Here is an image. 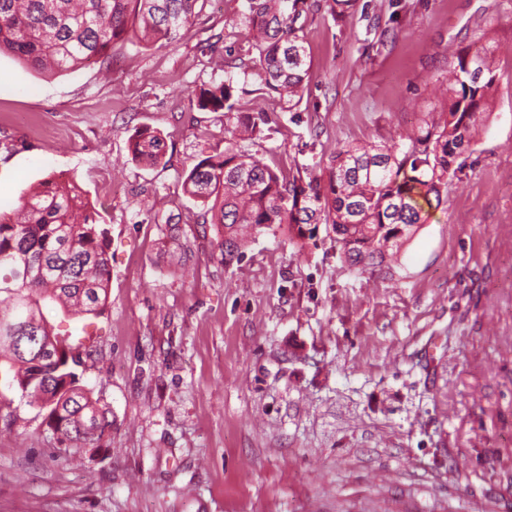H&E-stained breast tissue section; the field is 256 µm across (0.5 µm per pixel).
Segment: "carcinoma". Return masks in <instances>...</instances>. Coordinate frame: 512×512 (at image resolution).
Listing matches in <instances>:
<instances>
[{
    "mask_svg": "<svg viewBox=\"0 0 512 512\" xmlns=\"http://www.w3.org/2000/svg\"><path fill=\"white\" fill-rule=\"evenodd\" d=\"M208 0H0V51L7 50L49 74L89 63L112 64V44L149 45L184 36ZM314 0H245L242 24L253 57L250 76L261 88L298 105L308 89L309 61L303 19ZM491 47L458 57L438 86L433 117L393 147L346 145L327 176L305 167L284 177L237 145L271 123L263 109L238 111L234 77L187 93L201 111L224 113L230 142L181 173L183 193L201 203L202 233L216 228L211 246L224 263L244 256L247 236L286 224L311 240L331 226L349 266L392 269L425 208L440 207L448 178L460 166L483 121L496 83ZM133 160L162 164L165 142L135 129ZM109 230L85 201L75 178L50 175L21 196L17 212L0 213V375L20 399L47 411L63 451L100 448L112 430L110 410L82 383L75 355L86 337L58 333L50 306L81 319L103 309L110 283Z\"/></svg>",
    "mask_w": 512,
    "mask_h": 512,
    "instance_id": "1",
    "label": "carcinoma"
}]
</instances>
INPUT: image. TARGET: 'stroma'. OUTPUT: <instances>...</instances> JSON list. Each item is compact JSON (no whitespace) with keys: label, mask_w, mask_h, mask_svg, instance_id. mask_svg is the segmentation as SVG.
<instances>
[{"label":"stroma","mask_w":512,"mask_h":512,"mask_svg":"<svg viewBox=\"0 0 512 512\" xmlns=\"http://www.w3.org/2000/svg\"><path fill=\"white\" fill-rule=\"evenodd\" d=\"M332 0L307 15L308 91L257 90L244 0H209L177 42L116 44L111 69L51 76L0 55V213L71 174L109 229L84 385L112 411L103 450H61L0 385V512H512V0ZM492 45L497 83L448 200L395 271H357L331 229L273 226L225 264L179 175L223 151L224 115L188 90L223 80L269 130L282 173L326 171L347 144L399 143L436 79ZM148 127L166 164L133 161ZM179 216L180 230L166 222Z\"/></svg>","instance_id":"1"}]
</instances>
